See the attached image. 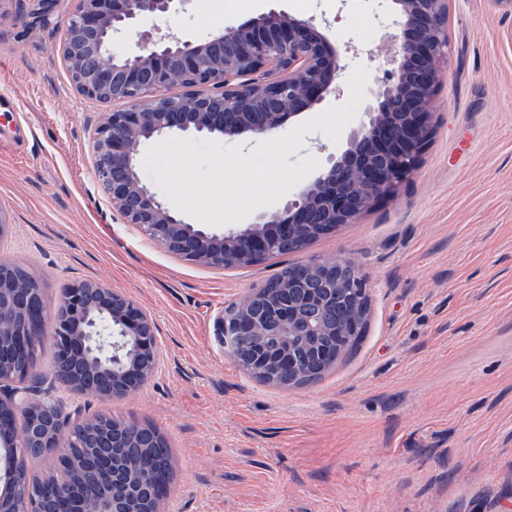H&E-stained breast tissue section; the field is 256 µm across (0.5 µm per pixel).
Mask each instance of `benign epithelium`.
<instances>
[{"label":"benign epithelium","mask_w":512,"mask_h":512,"mask_svg":"<svg viewBox=\"0 0 512 512\" xmlns=\"http://www.w3.org/2000/svg\"><path fill=\"white\" fill-rule=\"evenodd\" d=\"M60 54L77 92L121 107L100 116L91 152L94 172L112 210L125 224L183 260L212 266L232 258L247 263L290 244L353 224L381 197L392 194L416 167L432 133L431 104L448 54L450 0H391L394 67L378 81L367 119L353 130L331 168L288 203L245 228L222 230L185 223L140 179V145L170 132H197L226 140L266 135L320 104L344 69L325 27L312 18L272 10L238 26L192 41L167 30L153 44L124 49L118 42L139 19H166L189 0H68ZM329 265L307 263L298 282H271L252 290L217 318V335L235 363L266 384L293 388L316 381L363 330L370 304L361 273L322 290ZM60 336L53 376L63 388L119 399L141 391L159 369L157 325L150 313L103 281H77L55 307L43 286L0 260V441L27 451L8 457L15 475L39 458L67 455L81 431L98 456L81 481L64 484L55 502L75 512H158L169 486L145 487L156 460L131 465L119 448H158L145 442L144 424L123 421L100 434L49 398L18 386L13 364L28 358L47 324ZM96 503L80 507L83 489ZM20 491L0 485V512H15Z\"/></svg>","instance_id":"obj_1"}]
</instances>
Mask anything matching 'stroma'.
Masks as SVG:
<instances>
[{
	"label": "stroma",
	"mask_w": 512,
	"mask_h": 512,
	"mask_svg": "<svg viewBox=\"0 0 512 512\" xmlns=\"http://www.w3.org/2000/svg\"><path fill=\"white\" fill-rule=\"evenodd\" d=\"M345 60L388 69V0H311ZM209 0L169 28L207 37ZM66 13L0 24V259L29 268L48 301L101 279L158 325V373L119 400L40 386L69 411L155 425L172 451L160 512H512V16L453 0L432 134L398 191L304 249L244 269L194 265L121 223L93 173L90 139L112 106L80 96L61 59ZM352 261L370 313L358 348L318 381L261 384L226 354L225 308L287 262Z\"/></svg>",
	"instance_id": "35a3bbf8"
}]
</instances>
